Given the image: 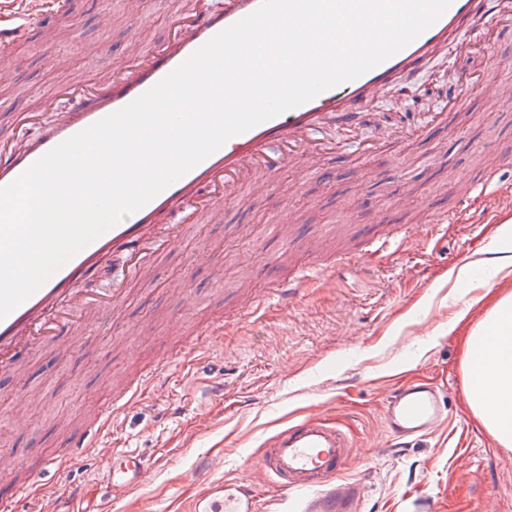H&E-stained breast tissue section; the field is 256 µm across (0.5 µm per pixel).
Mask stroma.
I'll return each instance as SVG.
<instances>
[{"mask_svg": "<svg viewBox=\"0 0 512 512\" xmlns=\"http://www.w3.org/2000/svg\"><path fill=\"white\" fill-rule=\"evenodd\" d=\"M40 34L14 43L0 68V136L34 141L40 126L15 131L13 114L64 82L120 71L140 28L161 40L172 27L161 0H139L129 15L124 0H57ZM65 65H57L56 56ZM476 58L433 53L414 74L387 87L349 122L326 118L319 136L340 142L343 153L308 173L301 162L279 171L273 187L224 210L220 224L198 225L188 244L156 260L147 282L133 284L106 324L76 336L58 360L52 345H30L18 360L28 391L40 400L20 409L9 380L0 379V454L14 463L0 472V501L28 512V499L10 489L33 467V452L54 457L88 410L111 409L109 447L140 452L150 469L144 483L116 512H186L197 492L200 455L222 461L227 478L256 464L277 433L319 412L355 443L343 476L359 483V512H512V449L500 447L468 409L462 369L465 329L449 332L458 311L480 318L483 288H500L498 257L512 255V168H502L495 204L462 199L461 172L477 173L489 154L512 152V102L472 95L447 125L434 119L447 100L448 80L472 73ZM398 126L423 130L419 139L393 140ZM385 144L362 155L360 144ZM427 197L452 213L449 223L426 227L420 241L386 238L412 212L389 210L396 194ZM295 222L288 234L272 224L283 210ZM353 250L356 265L319 276L294 307L267 300L255 314L241 312L242 293L271 288L295 266ZM483 262L485 281L472 278ZM197 305H187L186 293ZM221 316L236 317L219 341L172 363L171 404L141 390L121 407V390L167 359L182 339ZM437 385L449 420L407 447H394L382 423L385 399L409 381ZM99 458L58 473V483L96 485L86 512H100Z\"/></svg>", "mask_w": 512, "mask_h": 512, "instance_id": "35a3bbf8", "label": "stroma"}]
</instances>
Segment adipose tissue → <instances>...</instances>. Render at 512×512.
<instances>
[{
    "label": "adipose tissue",
    "instance_id": "adipose-tissue-1",
    "mask_svg": "<svg viewBox=\"0 0 512 512\" xmlns=\"http://www.w3.org/2000/svg\"><path fill=\"white\" fill-rule=\"evenodd\" d=\"M470 411L504 448L512 447V290L495 295L464 346Z\"/></svg>",
    "mask_w": 512,
    "mask_h": 512
}]
</instances>
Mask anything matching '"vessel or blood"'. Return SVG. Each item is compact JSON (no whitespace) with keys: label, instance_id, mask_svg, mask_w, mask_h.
I'll return each mask as SVG.
<instances>
[{"label":"vessel or blood","instance_id":"b4317fda","mask_svg":"<svg viewBox=\"0 0 512 512\" xmlns=\"http://www.w3.org/2000/svg\"><path fill=\"white\" fill-rule=\"evenodd\" d=\"M17 2V7L0 11V44L27 37L35 31L36 20L49 11L48 0ZM165 3L171 6L174 18L168 44L134 38L127 49L124 71L104 79L56 85L38 108L16 112L15 126L38 124L42 132L35 142L25 146L0 138V187L11 184L63 141L141 96L215 35L257 11L262 0H224L219 9L211 8L208 0H189L184 8L178 6L177 0ZM478 4L479 0H451L435 22L386 61L355 80L327 89L305 104L231 137L141 209L84 247L28 299L0 319V376L12 377L14 365L9 353L25 338L75 336L101 323L104 308L118 307L123 301L127 282L145 279L157 258L181 249L197 225L223 222L228 204L267 189L283 164L302 158L313 171L323 158L339 154L338 143L315 136L325 115L333 113L340 120H348L397 77L443 45H451L454 52L469 56L486 53V46L460 34L464 22L474 17ZM506 27L512 29V0H503L497 14L483 22L482 33L488 36ZM497 70V65L491 64L476 79L459 78L448 93L447 112H457L463 98L471 94L512 93V88L498 81ZM60 100L68 102L67 111H56L55 104ZM47 111L54 114L48 122L42 119ZM511 163L510 155L498 158L479 178L471 179L473 192L485 195L495 187L502 166ZM175 206L182 209L179 222L168 225L161 237L148 238V230ZM118 251L125 253L129 261L126 282L113 285L101 298L78 296V281L92 263ZM313 282L311 269L303 267L278 281L271 294L285 310ZM383 419L392 439L399 446H406L412 439L444 424L443 393L424 381L399 385L385 402ZM108 432L107 412L93 413L48 465L57 469L64 464H78L92 454H105L104 480L116 501L141 485L147 470L138 453L104 451L102 439ZM352 453L353 442L347 433L329 426L322 416H306L272 438L261 463L246 477L218 478L215 458L201 456L194 470L199 491L190 512H259L256 488L270 477L286 493L316 490L308 512H358L360 484L340 477ZM83 494V489L77 487L67 492L40 488L31 512H76L73 501Z\"/></svg>","mask_w":512,"mask_h":512}]
</instances>
